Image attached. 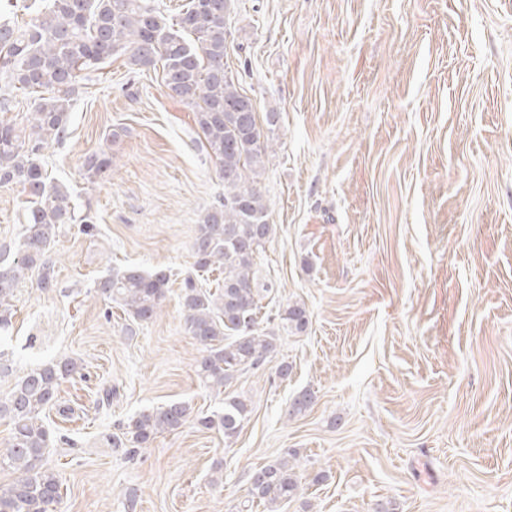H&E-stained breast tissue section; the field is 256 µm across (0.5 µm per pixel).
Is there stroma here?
Segmentation results:
<instances>
[{
	"mask_svg": "<svg viewBox=\"0 0 512 512\" xmlns=\"http://www.w3.org/2000/svg\"><path fill=\"white\" fill-rule=\"evenodd\" d=\"M227 27L238 89L279 114L262 177L276 233L256 266L277 348L230 388L252 407L235 438L189 422L120 444L144 409L223 406L180 295L219 278L192 245L224 184L161 71L81 72L44 161L95 228L63 226L53 287L27 278L0 334V399L38 364H83L60 387L74 417L44 419L60 512H241L252 472L288 450L301 488L279 512H512V0H232ZM102 149L112 170L84 190ZM26 208L0 187V246L17 248ZM130 265L170 276L160 315L131 331L95 293ZM296 302L302 333L280 320Z\"/></svg>",
	"mask_w": 512,
	"mask_h": 512,
	"instance_id": "obj_1",
	"label": "stroma"
}]
</instances>
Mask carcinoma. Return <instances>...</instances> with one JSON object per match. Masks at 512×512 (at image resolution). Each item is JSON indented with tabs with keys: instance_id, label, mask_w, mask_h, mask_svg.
<instances>
[{
	"instance_id": "1",
	"label": "carcinoma",
	"mask_w": 512,
	"mask_h": 512,
	"mask_svg": "<svg viewBox=\"0 0 512 512\" xmlns=\"http://www.w3.org/2000/svg\"><path fill=\"white\" fill-rule=\"evenodd\" d=\"M225 0H189L172 20L153 0H50L46 10L23 27L0 23V76L11 88L31 95L28 133L0 118V186L19 185L29 196L17 253L6 263L0 251V331L12 326L14 301L28 273L38 284L53 287L50 251L60 226L76 220L73 194L50 180L42 151L68 135L80 72L113 57H124L131 70L162 68L169 95L189 107L200 142L224 182V198L196 225L194 265L220 271L213 290L190 282L182 290L185 330L202 347L196 373L205 387L218 393L246 369H260L277 347V336L260 329L261 306L255 266L264 245L276 232L270 206L260 189L269 143L258 123L257 104L240 93L225 60L228 10ZM112 168V156L94 153L83 162L84 179L92 186ZM169 275L138 267L117 271L99 282L98 293L123 308L134 324L158 315L166 299ZM286 330L301 333L308 315L301 304L286 308ZM80 364L65 358L23 373L0 400V418L11 422L0 469L13 481L0 487V512H58L62 500L57 473L45 460L52 438L42 413L54 409L73 417L70 405L58 403L60 385ZM251 411L247 399H224L222 412L192 415L191 406L173 401L141 411L126 427L131 451L148 447L158 435L174 432L193 420L207 429L237 436ZM289 451L251 474L245 507L276 512L294 498L300 479Z\"/></svg>"
}]
</instances>
